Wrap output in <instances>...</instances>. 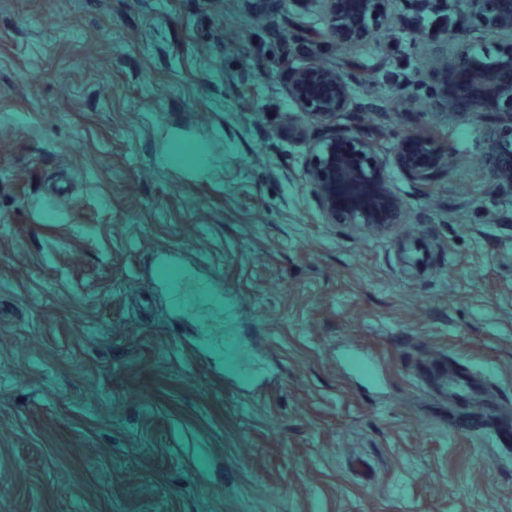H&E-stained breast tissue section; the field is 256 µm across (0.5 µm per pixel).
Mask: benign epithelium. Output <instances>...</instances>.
Masks as SVG:
<instances>
[{
	"label": "benign epithelium",
	"mask_w": 512,
	"mask_h": 512,
	"mask_svg": "<svg viewBox=\"0 0 512 512\" xmlns=\"http://www.w3.org/2000/svg\"><path fill=\"white\" fill-rule=\"evenodd\" d=\"M301 10L321 8L336 41L351 43L372 34L388 0H292ZM465 17L480 26L509 35L491 53L470 50L467 31L456 34V54L442 70L433 92L439 112H473L483 121L484 159L495 188L512 193V0H461ZM354 75L311 64L288 69V96L303 117L324 127L307 170L327 222L341 220L380 230L399 222L402 206L390 188L375 142L336 125L350 111ZM393 154L410 177L433 183L450 170L454 151L431 128L407 135ZM363 185L360 194L342 187Z\"/></svg>",
	"instance_id": "1"
}]
</instances>
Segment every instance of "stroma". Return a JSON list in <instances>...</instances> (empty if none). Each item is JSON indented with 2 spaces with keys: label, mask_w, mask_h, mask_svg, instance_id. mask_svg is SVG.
<instances>
[{
  "label": "stroma",
  "mask_w": 512,
  "mask_h": 512,
  "mask_svg": "<svg viewBox=\"0 0 512 512\" xmlns=\"http://www.w3.org/2000/svg\"><path fill=\"white\" fill-rule=\"evenodd\" d=\"M463 24L390 0L340 45L288 0H0V512H512V456L416 375L466 367L512 417V195L430 102ZM353 54L381 231L325 220L287 90ZM426 127L457 155L428 189L393 155Z\"/></svg>",
  "instance_id": "obj_1"
}]
</instances>
